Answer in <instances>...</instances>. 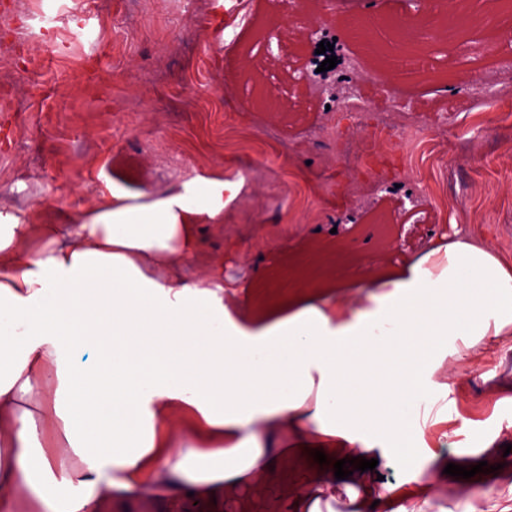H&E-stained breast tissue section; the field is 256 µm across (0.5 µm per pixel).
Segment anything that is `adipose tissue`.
<instances>
[{
    "label": "adipose tissue",
    "mask_w": 512,
    "mask_h": 512,
    "mask_svg": "<svg viewBox=\"0 0 512 512\" xmlns=\"http://www.w3.org/2000/svg\"><path fill=\"white\" fill-rule=\"evenodd\" d=\"M240 182L105 181L66 224L0 210V512H112L158 494L239 512H428L454 435L445 363L512 351V258L460 235L348 293L306 285L278 317L233 312L224 267L191 282ZM86 363H77L78 354ZM400 461L298 477L292 459Z\"/></svg>",
    "instance_id": "1"
}]
</instances>
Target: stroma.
<instances>
[{
    "mask_svg": "<svg viewBox=\"0 0 512 512\" xmlns=\"http://www.w3.org/2000/svg\"><path fill=\"white\" fill-rule=\"evenodd\" d=\"M490 7L494 24L416 39L422 68L395 78L386 93L366 74L387 70V43L337 31L335 69L297 84L291 75L307 64L311 41L282 40L265 79L288 109L268 112L257 106L254 87L232 73L244 55L267 51L262 32L285 15L282 0H251V21L230 48L212 13L201 19L209 38L198 43L180 23L178 0H154L146 13L130 0H106L92 12L97 54L65 29L51 55L26 46L28 68L48 95H32L25 76L0 75V87L23 102L22 110L0 111V210L20 197L31 223L61 221L90 207L109 176L131 188L179 186L178 178L159 177L161 151L192 173L228 181L247 180L249 160L271 167L273 179L225 206L220 231L201 233L205 253L224 264L225 286L247 293L260 312L304 284L331 287L338 269H363V254L345 248L342 237L378 222L386 230L374 255L382 275L415 261L429 241L459 233L512 255V41L502 36L512 29V8L505 0L453 4L474 16ZM327 85L341 94L357 86L373 111L402 108L447 137L388 136L369 170L319 155L310 137L330 128ZM491 94L497 100L489 111L480 102ZM336 224L343 235L332 233ZM508 386L512 352L466 375L448 409L463 432L446 454L461 466H500L501 480L512 482L505 451L512 435L498 432L512 418V401L503 399ZM473 431L495 435L494 446L471 447Z\"/></svg>",
    "mask_w": 512,
    "mask_h": 512,
    "instance_id": "obj_1",
    "label": "stroma"
}]
</instances>
